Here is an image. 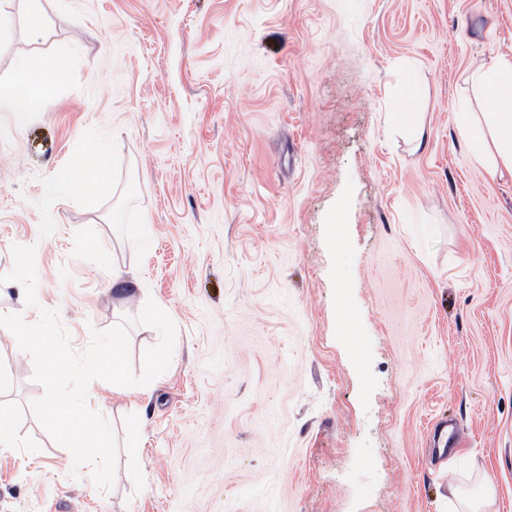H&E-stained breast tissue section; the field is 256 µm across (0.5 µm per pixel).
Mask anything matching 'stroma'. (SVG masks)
Returning a JSON list of instances; mask_svg holds the SVG:
<instances>
[{
	"mask_svg": "<svg viewBox=\"0 0 512 512\" xmlns=\"http://www.w3.org/2000/svg\"><path fill=\"white\" fill-rule=\"evenodd\" d=\"M0 0L17 55L63 77L27 126L0 112V274L36 245L31 307L74 351L120 325L141 374L96 393L119 446L93 491L34 416L31 356L0 334V512H512V176L487 180L455 114L512 56V0ZM426 135L393 125L407 78ZM111 189L43 208L91 134ZM453 420L461 452L429 433Z\"/></svg>",
	"mask_w": 512,
	"mask_h": 512,
	"instance_id": "obj_1",
	"label": "stroma"
}]
</instances>
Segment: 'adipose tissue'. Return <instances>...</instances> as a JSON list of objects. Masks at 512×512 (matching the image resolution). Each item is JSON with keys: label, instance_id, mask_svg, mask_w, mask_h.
<instances>
[{"label": "adipose tissue", "instance_id": "adipose-tissue-1", "mask_svg": "<svg viewBox=\"0 0 512 512\" xmlns=\"http://www.w3.org/2000/svg\"><path fill=\"white\" fill-rule=\"evenodd\" d=\"M58 61L17 59L12 68V85L27 101L18 106L13 98L0 95V112L13 113L19 125H26L33 114L32 106L51 98L55 93ZM476 98L485 104L483 112H460L456 115L460 134L469 142L471 152L488 178L512 174V57L499 56L489 66L475 70L471 76ZM108 152V144L95 139L94 154L73 175L48 182L43 189L46 204L75 195L80 186L104 190L108 187L99 164Z\"/></svg>", "mask_w": 512, "mask_h": 512}]
</instances>
